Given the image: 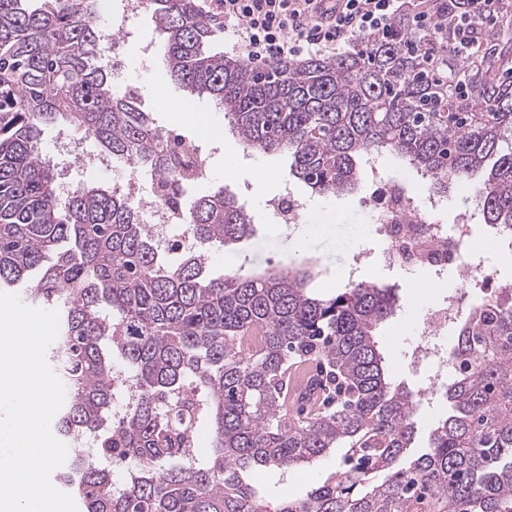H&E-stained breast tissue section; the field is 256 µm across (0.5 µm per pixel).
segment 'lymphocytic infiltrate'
Instances as JSON below:
<instances>
[{"instance_id":"1","label":"lymphocytic infiltrate","mask_w":512,"mask_h":512,"mask_svg":"<svg viewBox=\"0 0 512 512\" xmlns=\"http://www.w3.org/2000/svg\"><path fill=\"white\" fill-rule=\"evenodd\" d=\"M498 0H216L215 15L233 27L234 47L249 63L289 60L303 52L339 53L397 23L446 40L466 56L495 21Z\"/></svg>"}]
</instances>
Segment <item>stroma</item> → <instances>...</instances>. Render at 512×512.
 I'll use <instances>...</instances> for the list:
<instances>
[{"label": "stroma", "instance_id": "35a3bbf8", "mask_svg": "<svg viewBox=\"0 0 512 512\" xmlns=\"http://www.w3.org/2000/svg\"><path fill=\"white\" fill-rule=\"evenodd\" d=\"M134 12L136 34L125 46L127 69L124 74L115 76L114 92L135 90L143 109L152 112L160 126L199 138L203 149L210 151L208 177L185 188L183 203H191L195 198L221 188L233 194L254 216L252 236L226 247L218 244L204 247L208 274L219 277L268 265L285 268L312 257L320 268L313 288L321 294H334L346 288V273L354 255L364 254L367 261L361 279L393 284L398 296L396 315L381 324L377 333L389 370L395 382L417 389L419 375L406 369L400 355L399 339L416 337L424 304L433 299L435 292L450 295L461 287L457 271L451 269L440 276L432 271L407 274L390 272L379 266L374 260L378 243L372 212L364 204L363 193L359 190L343 197L320 198L310 195L303 184L293 183L292 188L305 209L327 215L330 221L311 224L303 220L295 229L276 223L266 211L265 203L288 182V155H265L246 147L229 132L223 114L209 100L196 103V110L203 118L199 126L185 122L177 108L158 102L153 91L154 78L167 73L166 61L159 48L162 36L145 5H135ZM147 42L152 43L153 50L146 56L141 47ZM339 459V452L334 451L312 467L288 473L266 469L254 472L251 479L268 499L300 498L317 481L335 471Z\"/></svg>", "mask_w": 512, "mask_h": 512}]
</instances>
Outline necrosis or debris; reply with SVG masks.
I'll list each match as a JSON object with an SVG mask.
<instances>
[{
	"label": "necrosis or debris",
	"mask_w": 512,
	"mask_h": 512,
	"mask_svg": "<svg viewBox=\"0 0 512 512\" xmlns=\"http://www.w3.org/2000/svg\"><path fill=\"white\" fill-rule=\"evenodd\" d=\"M368 179L372 192L367 203L373 211L375 234L383 244L380 265L406 272L451 266L463 281L455 295L427 304L419 337L404 353L411 363L426 365L430 371L428 387L415 393V400L420 403L438 394L453 368L448 330L459 323L470 289L489 279L491 259L485 247L474 243L471 237L470 226L476 221L478 207L460 209L455 224L447 226L436 218L442 204L440 195L431 191L417 195L406 182L386 181L375 168ZM121 188L153 235L168 236L174 224L179 223L177 213L160 205L156 197L141 193L135 173H128Z\"/></svg>",
	"instance_id": "1"
}]
</instances>
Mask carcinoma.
Instances as JSON below:
<instances>
[{
  "instance_id": "carcinoma-1",
  "label": "carcinoma",
  "mask_w": 512,
  "mask_h": 512,
  "mask_svg": "<svg viewBox=\"0 0 512 512\" xmlns=\"http://www.w3.org/2000/svg\"><path fill=\"white\" fill-rule=\"evenodd\" d=\"M170 77L211 98L239 138L288 153V178L344 196L362 162L389 153L435 192L485 172L483 221L512 233V79L448 67L446 50L400 23L366 50L245 64L213 50L221 20L201 0H146ZM99 0H0V288L27 283L59 312L50 360L68 398L55 426L95 436L57 474L80 512H512V304L473 306L458 324L455 367L428 451L402 463L416 434L413 393L390 379L374 333L396 311L392 288L360 281L332 296L307 265L206 276L202 255L176 265L117 190L84 183L63 197L42 131L94 138L101 151L163 180L181 204L187 175L167 131L94 63L109 41ZM254 217L231 194L183 210L199 244H232ZM315 361L336 386L312 409L282 412L288 369ZM130 374L134 407L112 419V375ZM206 425L211 448L186 437ZM343 448L339 467L302 498L265 501L247 474L309 466ZM114 464L128 467L120 489Z\"/></svg>"
}]
</instances>
